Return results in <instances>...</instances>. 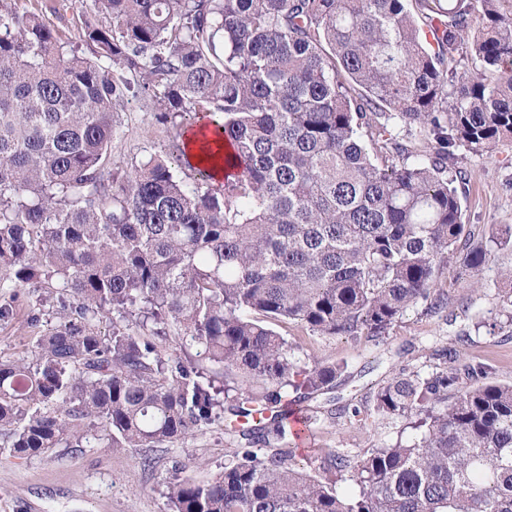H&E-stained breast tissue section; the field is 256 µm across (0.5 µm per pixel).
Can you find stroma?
I'll return each instance as SVG.
<instances>
[{"label": "stroma", "instance_id": "stroma-1", "mask_svg": "<svg viewBox=\"0 0 512 512\" xmlns=\"http://www.w3.org/2000/svg\"><path fill=\"white\" fill-rule=\"evenodd\" d=\"M47 22L83 48L82 27L96 16L85 0H43ZM123 134L113 143L116 161L129 164L145 154L167 148L179 139V128L160 123L150 105L131 102L122 114ZM452 176H463L458 189L464 221L476 235L512 226V140L491 153L456 151ZM512 246L495 248L483 268L480 284L455 277L445 284L449 306L434 314L423 306L408 310L379 344L356 343L345 336H317L291 325L284 333L305 355L322 362L343 364L336 395L360 408L369 406L371 386L387 381L402 368L429 373L437 361L434 350L453 343L458 331L470 342L465 358L486 364L491 378L512 383ZM468 312H461V305ZM305 407L312 417L309 435L298 445V468L314 472L329 452L364 454L395 443L403 423L377 419L366 427L335 421L325 395L316 394ZM240 438L213 427L174 445L147 452L112 448H55L45 454L16 459L0 457V512H170L165 483L180 476L211 480L224 469L229 452L241 447Z\"/></svg>", "mask_w": 512, "mask_h": 512}]
</instances>
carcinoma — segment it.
<instances>
[{
  "mask_svg": "<svg viewBox=\"0 0 512 512\" xmlns=\"http://www.w3.org/2000/svg\"><path fill=\"white\" fill-rule=\"evenodd\" d=\"M91 2L80 54L0 0V325L22 301L56 319L0 360V454L148 450L225 422L244 446L213 480L166 482L170 512H512V384L462 358L467 332L336 413L411 419V439L308 475L288 391H329L342 366L275 330L378 343L420 302L448 309L456 252L473 278L512 244L475 237L448 179L456 148L512 139V0ZM133 100L209 118L203 152L230 175L179 142L114 162Z\"/></svg>",
  "mask_w": 512,
  "mask_h": 512,
  "instance_id": "cac0c4a2",
  "label": "carcinoma"
}]
</instances>
